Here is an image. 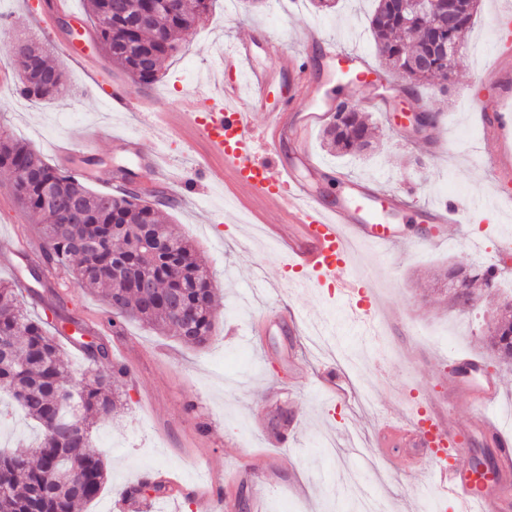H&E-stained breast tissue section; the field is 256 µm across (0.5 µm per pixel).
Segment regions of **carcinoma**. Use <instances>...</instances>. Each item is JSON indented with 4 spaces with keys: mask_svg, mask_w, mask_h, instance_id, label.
I'll use <instances>...</instances> for the list:
<instances>
[{
    "mask_svg": "<svg viewBox=\"0 0 512 512\" xmlns=\"http://www.w3.org/2000/svg\"><path fill=\"white\" fill-rule=\"evenodd\" d=\"M91 25L112 65L136 75L134 82L151 85L163 63L177 50V40L209 16L212 0H182L181 12L171 16L158 0H125L124 13L111 11L112 0H86ZM369 27L376 53L390 67L403 68L412 87L437 80L443 89L453 84L448 60L437 55L438 41L463 43L478 11V0H461L458 23L437 30L428 19L408 23L396 12L392 0H375ZM4 50L28 64L42 59L38 46L19 40ZM56 71L53 83L20 79V96L51 100L64 84V72ZM322 138L340 157L366 156L373 138L368 120L354 106L337 109ZM0 171H21L12 183L16 202L42 240L41 257L50 268H66L73 283L101 294L107 304L121 298L112 313V330H123L128 320L141 321L162 333H171L187 344L206 346L212 336L216 309L211 275L193 245L163 222L157 208L158 192L126 189L120 194L95 192L75 175L48 164L28 143L0 134ZM81 209L74 223L68 206ZM83 240L98 244L87 252L76 247ZM500 274L488 268H459L440 274L437 283L454 287L445 297L457 309H468L474 289L493 296L496 328L489 343L494 362L512 366V296L496 295ZM145 278L149 288H136ZM18 283L0 282V390H6L25 416L41 429L32 456L0 451V512H76L95 500L107 480L102 456L91 444L92 420H105L116 410L127 369L120 365L98 368L109 353L102 344L83 343L93 369L73 373L56 337L69 324L79 325L53 312L55 320L34 316L23 306ZM176 300L192 319L185 328L170 309ZM71 423V431L54 430L59 414Z\"/></svg>",
    "mask_w": 512,
    "mask_h": 512,
    "instance_id": "carcinoma-1",
    "label": "carcinoma"
}]
</instances>
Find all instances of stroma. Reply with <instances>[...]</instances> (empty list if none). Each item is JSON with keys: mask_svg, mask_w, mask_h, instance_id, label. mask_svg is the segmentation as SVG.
I'll return each mask as SVG.
<instances>
[{"mask_svg": "<svg viewBox=\"0 0 512 512\" xmlns=\"http://www.w3.org/2000/svg\"><path fill=\"white\" fill-rule=\"evenodd\" d=\"M51 2L0 0V28L7 29L9 39L38 44L48 62L65 74L55 100H26L17 91L20 60L0 49V71L8 74L0 84V127L26 139L52 165L82 168L87 185L98 192L104 189L103 178L121 164L135 170L138 187L157 184L138 157L116 147L117 136L137 138L141 154L160 149L163 165L172 170L207 159L202 142L179 131L159 132L151 115L163 105L185 101L207 111L221 55L255 27H266L289 54L303 52L304 32L319 28L326 39L363 53L387 85L403 83L373 49L371 0H339L331 12L317 11L311 0H263L249 13L238 2L228 11L225 0H216L213 18L186 36L179 52L165 61L159 82L147 88L132 111L116 112L100 88L126 75L93 47L92 29L81 20L83 0H63L68 11L55 20L54 41L38 21ZM508 4L512 0H481L447 93L429 85L418 94L390 99L385 87L343 81L348 103L376 127L375 152L368 162L332 156L322 145L323 123H315L308 132L310 153L324 172L307 180L323 203L334 204L352 180L411 192L421 204L443 197H490L480 157L495 143L477 124L471 102L495 95L491 76L498 52L490 17ZM405 110L439 114L437 130L410 136L400 122ZM440 134L453 152L439 149ZM88 135L98 138L90 158L60 156V147ZM224 197L216 177L198 200L183 203L174 195L159 207L193 241L212 275L218 317L207 347L184 345L138 322L113 332L104 301L75 287L62 268L23 297L30 312L56 309L73 317L85 327V341L104 344L111 362L130 371L122 408L92 432L105 457L108 481L81 512H127L124 489L164 480L172 484L168 493L139 496L138 512H200L205 504L211 512H355L346 488L353 475L379 496L382 512H429L428 456L418 448H392L379 455L377 432L388 420L403 417L401 392L443 393L449 355L487 357L488 299L461 312L428 296L422 279L433 271L470 265L462 244L472 237L481 244L484 265H502L504 248L512 242L503 231L512 226V207L496 205L475 224L446 225L428 247L414 241L430 233L431 225L403 216L391 225L399 243L382 254L367 250L358 256V264L372 269L371 282L387 317L388 353L378 360L371 350L373 338L340 312L331 289L308 287L298 272L282 274L276 243L258 237L253 225L237 223L234 213L225 210ZM40 250L35 224L14 200L10 177L0 174V280L24 277L27 261ZM289 307L335 330L333 353L305 352L301 379L283 354L305 343V335L286 326L272 330L264 346L249 338L257 319ZM328 368L349 388V399L333 398L319 388L318 378ZM282 408L295 433L287 446L276 448L266 443L263 431L279 427ZM260 461L273 484H260L255 477L253 467ZM204 495L209 498L205 504L200 501Z\"/></svg>", "mask_w": 512, "mask_h": 512, "instance_id": "obj_1", "label": "stroma"}]
</instances>
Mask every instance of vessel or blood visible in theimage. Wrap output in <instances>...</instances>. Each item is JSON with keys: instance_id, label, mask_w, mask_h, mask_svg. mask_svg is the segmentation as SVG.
<instances>
[{"instance_id": "1", "label": "vessel or blood", "mask_w": 512, "mask_h": 512, "mask_svg": "<svg viewBox=\"0 0 512 512\" xmlns=\"http://www.w3.org/2000/svg\"><path fill=\"white\" fill-rule=\"evenodd\" d=\"M503 52L512 51V8L494 12L492 17ZM264 28H254L248 39L239 42L220 60V69L229 79L221 85L217 102L210 112L199 113L193 105L177 108L180 122L192 129L224 163V175L248 198L272 204L283 216L281 234L287 255L281 263L286 271L303 272L313 284L335 285L347 304L352 319L369 331L383 322V311L371 294L367 277L353 261L352 246L368 247L396 243V236L385 224L388 216L418 212L430 224H468L483 212L481 201L461 206L456 200H443L429 207L401 191L375 190L366 182H353L341 203L324 205L298 180L294 165L279 153L277 143L291 137L298 161L310 159L308 132L312 123L334 112L342 99L324 95L312 100L307 113L295 115L294 104L310 85L332 81L335 62L345 61L359 77L371 74L372 66L361 53L326 40L315 29L303 40L314 48V55H279L273 67L254 61V47L266 40ZM245 74L239 84L237 74ZM279 86L281 104L267 108V92ZM103 92L113 111L130 109L138 96L129 84L104 86ZM267 111L263 132H256L254 114ZM480 121L497 142L494 151L482 155L481 163L492 173V191L512 202V78L503 77L497 93L487 106L476 107ZM148 166L163 180L176 181L183 194H196L208 183L205 168L192 172H168L159 153L147 157ZM449 396H464L476 407L471 419L453 414L439 399L427 397L409 410L406 418L384 426L382 447L435 443L441 453L431 470V486L437 498L453 501L456 512H512V435L505 433L493 410L501 383L485 373L480 359L458 355L450 360Z\"/></svg>"}]
</instances>
